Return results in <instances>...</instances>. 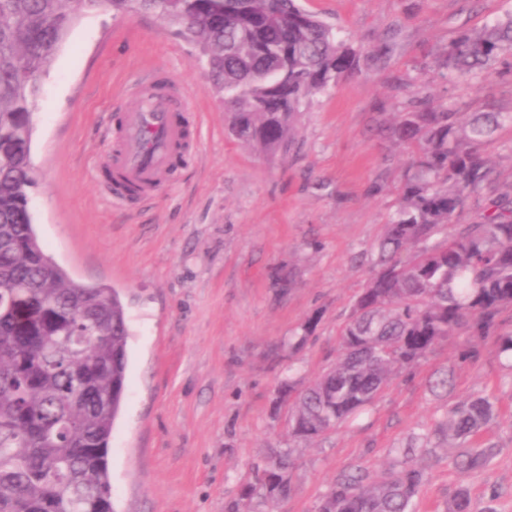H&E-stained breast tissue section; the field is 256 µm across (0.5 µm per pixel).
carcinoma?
Returning a JSON list of instances; mask_svg holds the SVG:
<instances>
[{
    "instance_id": "cac0c4a2",
    "label": "carcinoma",
    "mask_w": 512,
    "mask_h": 512,
    "mask_svg": "<svg viewBox=\"0 0 512 512\" xmlns=\"http://www.w3.org/2000/svg\"><path fill=\"white\" fill-rule=\"evenodd\" d=\"M129 0H0V512H116L109 450L127 388L129 318L119 295L73 282L46 252L30 213L32 114L40 82L77 18ZM177 25L224 91L232 135L266 152L294 143L298 112L361 66L362 53L298 0H136ZM512 57V17L464 30L439 53L450 76L474 78ZM512 112L394 113L391 138L412 148L395 215L371 258V276L341 331L336 365L292 400L289 433L313 442L370 405L403 370L463 330L465 359L493 336L512 353V184L499 182L482 145ZM474 217L455 218L467 201ZM494 414L471 396L448 411L465 441ZM414 449L376 480L341 474L316 512H413L425 472ZM494 448L467 449L459 465L485 468ZM291 450L270 452L258 482L228 512H254L292 492Z\"/></svg>"
}]
</instances>
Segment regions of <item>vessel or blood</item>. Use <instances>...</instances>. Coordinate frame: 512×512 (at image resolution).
I'll use <instances>...</instances> for the list:
<instances>
[{
  "label": "vessel or blood",
  "instance_id": "obj_1",
  "mask_svg": "<svg viewBox=\"0 0 512 512\" xmlns=\"http://www.w3.org/2000/svg\"><path fill=\"white\" fill-rule=\"evenodd\" d=\"M133 96L136 104L125 115L109 166L116 180L136 186L148 199L170 181V147L184 135L176 114L187 111L188 104L174 102L150 82L138 83Z\"/></svg>",
  "mask_w": 512,
  "mask_h": 512
}]
</instances>
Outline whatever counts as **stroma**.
<instances>
[{
    "label": "stroma",
    "instance_id": "1",
    "mask_svg": "<svg viewBox=\"0 0 512 512\" xmlns=\"http://www.w3.org/2000/svg\"><path fill=\"white\" fill-rule=\"evenodd\" d=\"M301 3L362 52L388 39L393 48L313 96L285 154L229 136L224 93L200 49L134 0L78 19L41 82L29 190L37 234L75 282L119 292L133 333L109 455L115 508L224 512L270 450L289 447L295 490L275 512H314L342 471L378 477L393 449L424 438L435 458L415 512H447L462 487L473 512H512V357L495 337L474 360L461 357L466 333L439 344L308 446L292 444L287 406H272L281 380L304 385L336 363L370 275L363 256L384 234L411 158L384 130L393 112L413 96L464 112L512 110V57L479 80L448 77L435 58L458 31L512 14V0ZM145 73L192 99L189 155L171 187L116 206L94 171L106 167L114 117L133 107L128 87ZM311 317L313 337L291 349ZM441 368L454 371L446 394L429 386ZM471 395L488 398L495 418L470 445L495 454L464 473L460 445L435 430Z\"/></svg>",
    "mask_w": 512,
    "mask_h": 512
}]
</instances>
